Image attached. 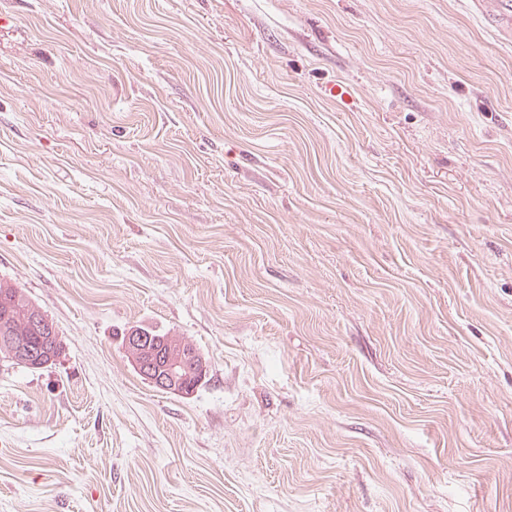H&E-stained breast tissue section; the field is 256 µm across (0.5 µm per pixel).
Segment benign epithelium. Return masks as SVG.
Returning <instances> with one entry per match:
<instances>
[{
  "mask_svg": "<svg viewBox=\"0 0 512 512\" xmlns=\"http://www.w3.org/2000/svg\"><path fill=\"white\" fill-rule=\"evenodd\" d=\"M26 320L48 332L52 342L50 351L38 352L15 337L10 360L29 368H41L55 361L61 353L60 337L52 321L42 310L33 309ZM189 341L181 336H155L141 328H131L124 338L125 351L141 376L160 391L179 396H189L196 390L193 380L203 381L207 374V363L197 352L188 349Z\"/></svg>",
  "mask_w": 512,
  "mask_h": 512,
  "instance_id": "benign-epithelium-1",
  "label": "benign epithelium"
}]
</instances>
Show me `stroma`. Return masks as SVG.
Here are the masks:
<instances>
[{
	"mask_svg": "<svg viewBox=\"0 0 512 512\" xmlns=\"http://www.w3.org/2000/svg\"><path fill=\"white\" fill-rule=\"evenodd\" d=\"M0 512H512V38L475 0H0ZM139 325L207 361L142 379ZM28 306L37 307L39 309H33L27 312ZM41 308L34 303L23 288H19L16 284L8 281L0 280V359L1 361L10 362L11 365H17L23 368H41L49 365L55 361L61 353L60 337L56 333L55 326L52 321L47 318ZM45 313V312H44ZM46 314V313H45ZM9 316V320H13L17 326L24 323L25 316L26 320L31 324L39 326L41 329H45L50 332V336L47 337L52 342V347L49 352L44 350H35L31 345H26L24 341L25 336H14L15 331L11 327H7V324L3 323L4 317ZM11 336L15 338L14 349L10 351V358L6 360L7 353L6 348L9 340H12ZM41 352V353H40ZM14 361V362H13ZM22 365L21 366L18 363ZM125 351L141 376L160 391L189 396L207 374V363L197 352L188 350L190 342L168 334L153 336L141 328H131L124 338Z\"/></svg>",
	"mask_w": 512,
	"mask_h": 512,
	"instance_id": "obj_1",
	"label": "stroma"
}]
</instances>
